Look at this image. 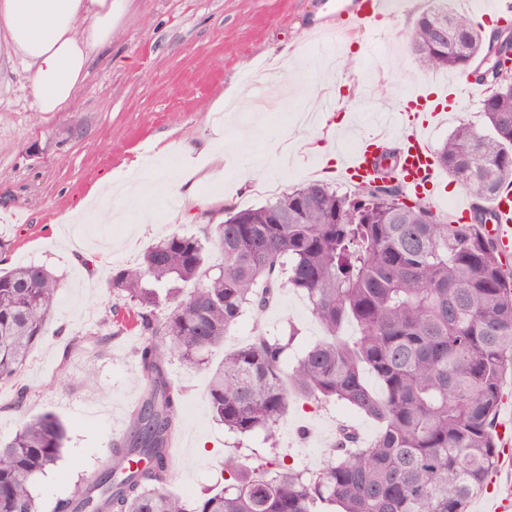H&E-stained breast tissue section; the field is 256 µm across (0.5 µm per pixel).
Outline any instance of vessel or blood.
Listing matches in <instances>:
<instances>
[{"instance_id":"obj_1","label":"vessel or blood","mask_w":512,"mask_h":512,"mask_svg":"<svg viewBox=\"0 0 512 512\" xmlns=\"http://www.w3.org/2000/svg\"><path fill=\"white\" fill-rule=\"evenodd\" d=\"M325 6L326 17L310 27L314 34H333L352 28L382 37L392 26L393 13L388 0H325ZM480 8L488 23H512V0H482ZM471 86V81L465 79L447 83L441 91L426 96H406L404 105L387 114V130L373 133L356 148L337 149L338 172L355 184L372 181L382 168V154L388 145L396 143L403 148L395 170L402 188L420 196L431 195L438 180V164L429 133L442 117L456 111L463 91ZM494 208L498 221L491 225L490 233L501 250L511 254L512 194L497 198Z\"/></svg>"}]
</instances>
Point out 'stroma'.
<instances>
[{
	"mask_svg": "<svg viewBox=\"0 0 512 512\" xmlns=\"http://www.w3.org/2000/svg\"><path fill=\"white\" fill-rule=\"evenodd\" d=\"M322 2L125 0L111 43L93 55L72 105L62 112L35 111L27 73L16 55L0 48V240L6 244L0 269L41 263L62 283L17 386L0 387L1 440L46 411L66 426L62 457L32 486L40 505L99 471L144 393L131 354L140 341L136 334L69 344L71 335L97 331L111 300L112 271L138 262L149 244L170 232L192 234L221 223L225 209L258 206L322 178L340 191L352 190V183L325 172L329 141L355 146L359 137L383 128L385 112L403 92L460 81L455 72L422 71L401 38L430 0L413 6L396 0L395 42L356 30L342 48H320L305 37ZM347 55L350 65L324 71L325 57ZM257 67L278 90L272 107L256 108L248 86L237 107L213 111L243 72ZM335 86L347 124L305 122ZM133 164L153 185L148 217L126 210L117 196L90 199L102 179H121ZM186 164L197 171L202 204L181 212L174 204L176 181ZM114 209L126 210V220L114 222ZM287 323L300 331L288 356L296 362L322 329L305 297L289 288L280 289L262 313L246 311L225 346L248 344L260 331ZM169 371L184 404L175 430L184 445L172 455L169 489L183 496L220 480L228 453L272 447L287 461L315 468L341 426H353L366 443L379 431L375 421L344 405L297 400L274 442L261 432L239 436L214 420L207 372L177 361ZM90 372L97 388L83 383ZM19 386L28 390L20 407Z\"/></svg>",
	"mask_w": 512,
	"mask_h": 512,
	"instance_id": "obj_1",
	"label": "stroma"
}]
</instances>
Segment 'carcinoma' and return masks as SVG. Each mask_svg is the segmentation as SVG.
Wrapping results in <instances>:
<instances>
[{
	"label": "carcinoma",
	"instance_id": "carcinoma-1",
	"mask_svg": "<svg viewBox=\"0 0 512 512\" xmlns=\"http://www.w3.org/2000/svg\"><path fill=\"white\" fill-rule=\"evenodd\" d=\"M404 40L422 69L465 74L483 89L484 126L461 122L436 149L439 167L476 203L470 223L437 219L396 184L342 193L315 180L259 207L226 208L224 222L199 235L172 232L147 246L112 273L99 320L112 336H140L132 354L144 395L102 470L51 512H467L499 460L495 416L512 369V275L483 208L512 191V48L491 54L493 41L448 0ZM191 280L195 288H180ZM285 286L306 297L324 338L290 367L299 330H265L210 367L245 310L265 308ZM59 290L41 264L0 271V384L18 377ZM347 323L357 335H342ZM174 358L210 371V412L235 434L262 430L274 440L293 391L342 402L379 432L363 445L341 427L313 469L274 453L255 462L228 455L224 485L185 500L167 488L182 412ZM65 438L59 417L45 412L0 442V512H41L31 483L61 458Z\"/></svg>",
	"mask_w": 512,
	"mask_h": 512
}]
</instances>
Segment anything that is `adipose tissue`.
<instances>
[{
	"label": "adipose tissue",
	"instance_id": "ef3b65f1",
	"mask_svg": "<svg viewBox=\"0 0 512 512\" xmlns=\"http://www.w3.org/2000/svg\"><path fill=\"white\" fill-rule=\"evenodd\" d=\"M117 0H0V40L23 61L33 106H70L95 51L110 43Z\"/></svg>",
	"mask_w": 512,
	"mask_h": 512
}]
</instances>
